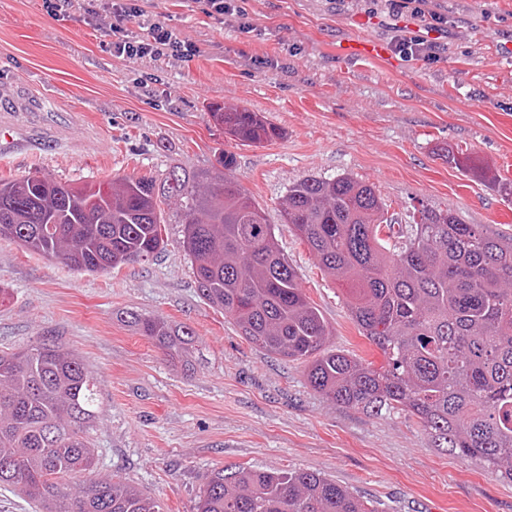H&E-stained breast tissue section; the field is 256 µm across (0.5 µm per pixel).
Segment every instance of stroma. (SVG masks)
<instances>
[{"mask_svg":"<svg viewBox=\"0 0 512 512\" xmlns=\"http://www.w3.org/2000/svg\"><path fill=\"white\" fill-rule=\"evenodd\" d=\"M425 2L448 17L434 62L392 51L394 36L426 30L385 0H239L247 31L201 0H140L129 36L165 23L194 44L188 58L114 55L109 0L93 15L87 0L54 15L40 0H0V88L32 103L0 102V177L38 170L80 188L207 171L219 150L232 152L235 177L330 330L327 350L387 368L351 316L348 284L321 270L280 204L305 177L348 173L375 186L395 224L427 207L512 236V0ZM355 40L387 52L346 54ZM224 102L260 113L280 137L230 139L209 111ZM178 230L168 225L172 243L153 260L92 275L0 240V350L47 336L97 380L95 472L81 485L108 478L163 512H195L215 470H297L377 512H512V483L431 448L415 418L332 404L309 387L307 362L250 343L200 296ZM127 309L192 328L193 373L117 322Z\"/></svg>","mask_w":512,"mask_h":512,"instance_id":"stroma-1","label":"stroma"}]
</instances>
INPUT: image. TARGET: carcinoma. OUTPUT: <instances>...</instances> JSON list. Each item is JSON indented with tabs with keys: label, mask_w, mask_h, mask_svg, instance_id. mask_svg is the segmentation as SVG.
Masks as SVG:
<instances>
[{
	"label": "carcinoma",
	"mask_w": 512,
	"mask_h": 512,
	"mask_svg": "<svg viewBox=\"0 0 512 512\" xmlns=\"http://www.w3.org/2000/svg\"><path fill=\"white\" fill-rule=\"evenodd\" d=\"M225 133L261 144L280 136L258 112L226 104ZM173 169L124 176L106 191L82 193L39 171L0 180V240L8 239L77 271L99 273L147 261L168 245L162 226L181 225L202 297L224 310L250 342L285 360L310 362L309 385L334 404L365 414L401 410L432 447L476 459L512 482V237L504 239L452 212L418 210L392 251L375 188L349 174L308 177L281 203L323 270L352 285L359 329L388 368L324 350L327 326L304 296L275 242L264 208L232 175ZM179 201L172 217L162 205ZM119 321L191 371L195 334L186 325L136 312ZM97 418L94 378L52 338L0 351V486L39 512H163L118 482L71 480L92 470L88 431ZM196 512H377L314 472L222 468Z\"/></svg>",
	"instance_id": "obj_1"
}]
</instances>
